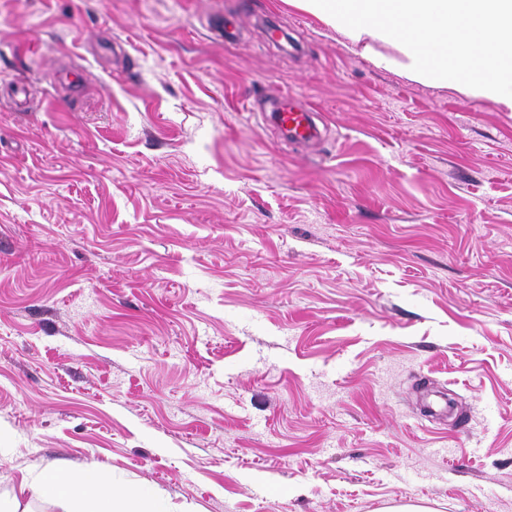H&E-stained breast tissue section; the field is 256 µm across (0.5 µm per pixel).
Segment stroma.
<instances>
[{
  "label": "stroma",
  "mask_w": 512,
  "mask_h": 512,
  "mask_svg": "<svg viewBox=\"0 0 512 512\" xmlns=\"http://www.w3.org/2000/svg\"><path fill=\"white\" fill-rule=\"evenodd\" d=\"M91 461L172 512H512V110L294 0H0V493ZM281 106L271 114L270 121L286 136L289 141L310 143L319 138L317 114L301 108L290 94L280 99Z\"/></svg>",
  "instance_id": "stroma-1"
}]
</instances>
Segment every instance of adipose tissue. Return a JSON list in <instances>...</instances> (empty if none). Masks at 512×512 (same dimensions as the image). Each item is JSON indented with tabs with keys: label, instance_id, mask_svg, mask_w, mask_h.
Instances as JSON below:
<instances>
[{
	"label": "adipose tissue",
	"instance_id": "1",
	"mask_svg": "<svg viewBox=\"0 0 512 512\" xmlns=\"http://www.w3.org/2000/svg\"><path fill=\"white\" fill-rule=\"evenodd\" d=\"M298 2L379 67L512 107V0ZM26 498L53 499L64 512H165L93 462L74 475L60 467L24 473L17 494L0 500V512H26Z\"/></svg>",
	"mask_w": 512,
	"mask_h": 512
}]
</instances>
